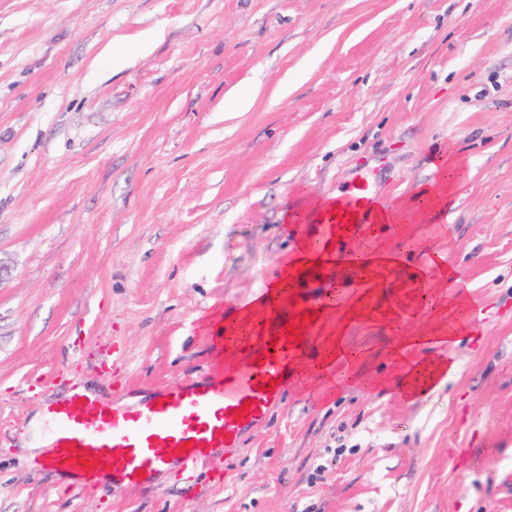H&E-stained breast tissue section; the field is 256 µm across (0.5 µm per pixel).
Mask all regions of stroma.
<instances>
[{"instance_id": "35a3bbf8", "label": "stroma", "mask_w": 512, "mask_h": 512, "mask_svg": "<svg viewBox=\"0 0 512 512\" xmlns=\"http://www.w3.org/2000/svg\"><path fill=\"white\" fill-rule=\"evenodd\" d=\"M444 157V210L346 241L398 252L375 300L406 312L349 325L340 386L290 383L190 479L27 461L74 382L111 406L210 375L203 318L275 278L309 200L406 199ZM437 252L456 286L408 302ZM460 291L482 330L450 381L382 391ZM0 512H512V0H0Z\"/></svg>"}]
</instances>
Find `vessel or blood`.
I'll use <instances>...</instances> for the list:
<instances>
[{
    "label": "vessel or blood",
    "mask_w": 512,
    "mask_h": 512,
    "mask_svg": "<svg viewBox=\"0 0 512 512\" xmlns=\"http://www.w3.org/2000/svg\"><path fill=\"white\" fill-rule=\"evenodd\" d=\"M339 203L370 224L379 201L364 183ZM296 355L287 328L277 327L252 337L247 352L235 357L216 349L206 384H174L119 414L72 395L51 412L55 452L48 467L89 477L108 470L113 479L134 485L172 462L194 472L211 449L235 447L241 431L282 398Z\"/></svg>",
    "instance_id": "vessel-or-blood-1"
}]
</instances>
